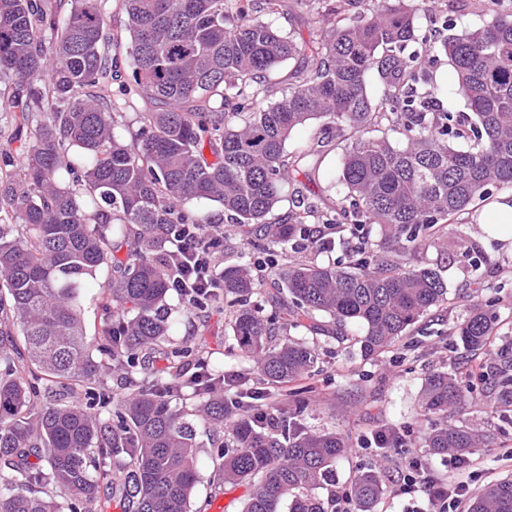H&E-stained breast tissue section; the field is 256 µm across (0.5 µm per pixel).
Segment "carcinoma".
<instances>
[{
  "label": "carcinoma",
  "mask_w": 512,
  "mask_h": 512,
  "mask_svg": "<svg viewBox=\"0 0 512 512\" xmlns=\"http://www.w3.org/2000/svg\"><path fill=\"white\" fill-rule=\"evenodd\" d=\"M0 0V81L15 91L8 125L33 145L20 164L0 166V512H98L100 485H112L122 512H190L197 482L195 425L172 405L191 388L200 413L232 437L214 450L218 480L249 487L241 512H327L315 495L348 449L333 431L298 427L274 408V426L255 417V391L224 397L208 368L182 372L187 348L164 343L172 275L162 229L209 224L182 205L207 200L247 235L283 247L306 243L300 232L317 208L308 198L280 217L287 173L309 171L324 141L290 155L292 133L319 120L347 131L351 144L334 178L336 208L323 224H377L382 241L365 240L329 265L274 266L279 313L263 314L251 255L224 263L233 336L252 358L256 381L288 395L311 375L315 349L272 338L299 325L365 358L382 354L433 308L448 303L442 270L416 255L477 201L512 188V10L484 9L473 30L436 35L401 0H259L260 12L288 9L318 25L305 39L256 16L254 0H120L128 42L111 32L107 0ZM129 58L119 65L120 53ZM448 57L468 112H431L417 67L421 54ZM300 65L288 94L267 100V75L287 60ZM380 94L368 93L371 76ZM141 126L130 142L115 134L126 108ZM385 124L404 144L368 138ZM112 279L102 307H130L119 334L103 329L101 356L83 332L80 291L105 264ZM326 316L325 324L318 317ZM494 304L478 301L455 327L469 351L492 350ZM22 341H17L14 328ZM162 361L160 369L149 360ZM126 371L130 392L101 417L97 392L108 370ZM480 381L494 401L512 405V345L495 350ZM44 389L80 388L67 406L37 405ZM468 387L435 372L423 383L421 408L439 415L460 407ZM434 454H471L483 443L472 427L434 425L423 436ZM52 485L65 502L30 492ZM380 474L355 476L357 512H374ZM469 512H512V479L486 486Z\"/></svg>",
  "instance_id": "carcinoma-1"
}]
</instances>
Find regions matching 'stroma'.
Listing matches in <instances>:
<instances>
[{"mask_svg": "<svg viewBox=\"0 0 512 512\" xmlns=\"http://www.w3.org/2000/svg\"><path fill=\"white\" fill-rule=\"evenodd\" d=\"M406 7L417 9L422 26H438L444 17L453 18L457 29H473L480 25L482 8L477 0H403ZM329 142L319 167L321 196L333 202L330 183L337 175L348 141L333 130H320L311 124L293 132L286 144L294 153L311 146L317 137ZM487 208L479 202L460 215L465 241L449 235L447 249L428 244L420 253L421 262L441 267L448 283V303L413 325L395 345L375 359L364 358L358 348L302 327H289L287 337L314 345L318 363L310 377L294 384L293 397L283 405L289 418L319 430L347 437L350 453L339 461L328 483L316 491L323 502H330L332 490L350 487L354 477L370 468H381L382 478L395 474L392 467H381L376 454L362 451L361 444L371 432L392 426L404 437L405 456L419 458L431 475L448 472V455L432 453L423 445L426 428L421 412V387L433 371L456 369L463 382L472 386L463 408L449 410L446 421L457 425L469 423L489 437L477 451L483 469L480 484L512 475V458L506 454L512 447V407L490 412L489 401L478 375L487 365L485 355L466 351L454 328L467 315L475 300L495 301L498 326L496 344L512 341V248L475 233L471 221ZM110 272L99 270L88 279L82 294L86 338L98 345L102 334V291ZM168 303L178 310V321L168 336L169 347L190 346L185 360L193 368L200 362L223 364L225 371H250L249 362L238 357L236 340L229 326L230 313L223 302L205 309L189 308L177 293H170ZM216 437L207 427H199L197 443L198 482L192 494L191 512H240L245 487L219 484L215 476L212 451Z\"/></svg>", "mask_w": 512, "mask_h": 512, "instance_id": "35a3bbf8", "label": "stroma"}]
</instances>
